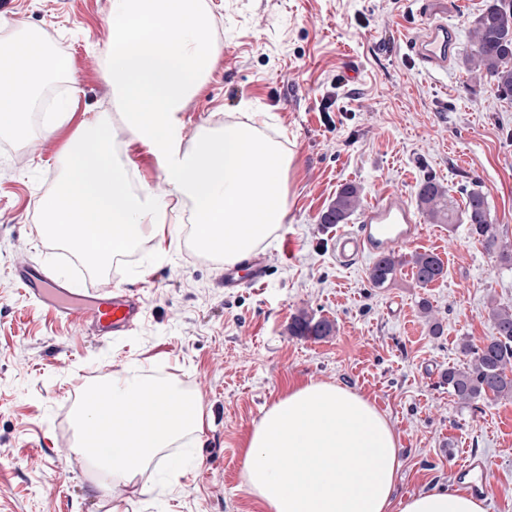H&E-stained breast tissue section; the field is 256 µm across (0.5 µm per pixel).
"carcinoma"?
<instances>
[{"mask_svg": "<svg viewBox=\"0 0 512 512\" xmlns=\"http://www.w3.org/2000/svg\"><path fill=\"white\" fill-rule=\"evenodd\" d=\"M470 44L465 59L469 72L490 80L502 94H512V0H489L475 20ZM416 202L434 223L467 225L470 236L485 241L498 251L501 261L512 265V242L498 238L491 224L488 198L482 190L467 191L464 209L458 213L449 187L427 178L417 187ZM361 205L362 188L353 182L345 183L321 214L320 223L345 224ZM406 262L421 288L444 277L439 256L424 251L414 252L407 259L388 255L375 260L368 270L369 283L374 288L386 287ZM489 321L491 335L479 344L464 342L460 347L463 362L444 373L448 390L464 403L512 396V306L492 307ZM289 331L294 336L318 338L330 335L332 326L327 320H317L302 311L294 316Z\"/></svg>", "mask_w": 512, "mask_h": 512, "instance_id": "cac0c4a2", "label": "carcinoma"}]
</instances>
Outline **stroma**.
Instances as JSON below:
<instances>
[{"mask_svg": "<svg viewBox=\"0 0 512 512\" xmlns=\"http://www.w3.org/2000/svg\"><path fill=\"white\" fill-rule=\"evenodd\" d=\"M216 54L178 118L184 144L203 127L262 115L265 135L294 156L285 224L262 245L264 285L224 291V262L187 238L167 255L146 242L89 268L99 284L143 299L128 337L96 335L90 323L42 307L13 274L39 267L81 287L37 236L39 200L64 176L65 148L85 120L104 115L131 184L165 196L156 158L126 132L102 77L112 0H0V49L17 27L35 33L63 63L43 94L75 79L72 112L52 134L34 110L25 137L0 133V512H261L244 480L242 448L266 407L291 383L349 388L388 419L401 448L397 495L452 490L465 459L482 460L487 512H512V397L458 401L443 379L459 346L491 332L490 303L512 306V267L496 250L420 217V235L400 255L431 251L446 270L417 287L402 265L385 288L367 280L369 259L344 267L337 228L320 216L348 182L364 203L394 192L414 202L433 177L459 196L482 187L500 238L512 241V97L464 65L469 31L486 0H431L456 30L447 69H423L406 43L421 30L424 0H202ZM441 326L432 334L421 305ZM328 320L330 335H291L299 311ZM126 367L160 375L200 398L201 443L168 486L145 468L129 485L91 472L73 412L83 373L108 381Z\"/></svg>", "mask_w": 512, "mask_h": 512, "instance_id": "1", "label": "stroma"}]
</instances>
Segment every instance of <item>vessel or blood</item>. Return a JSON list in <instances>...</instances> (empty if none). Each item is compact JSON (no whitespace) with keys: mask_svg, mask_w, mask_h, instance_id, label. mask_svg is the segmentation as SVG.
<instances>
[{"mask_svg":"<svg viewBox=\"0 0 512 512\" xmlns=\"http://www.w3.org/2000/svg\"><path fill=\"white\" fill-rule=\"evenodd\" d=\"M454 44L452 28L431 16L420 34L410 40L408 48L423 68L444 70ZM359 222L358 230H342L336 235L334 251L341 262L351 263L366 254L379 258L416 239L417 217L405 198L398 194L388 192L376 198L361 213ZM17 275L59 315L73 319L80 312H90L102 335L123 336L140 324L143 306L138 297L125 290L92 285L77 294L67 286L48 281L35 269L22 268Z\"/></svg>","mask_w":512,"mask_h":512,"instance_id":"vessel-or-blood-1","label":"vessel or blood"}]
</instances>
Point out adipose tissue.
Masks as SVG:
<instances>
[{
	"mask_svg": "<svg viewBox=\"0 0 512 512\" xmlns=\"http://www.w3.org/2000/svg\"><path fill=\"white\" fill-rule=\"evenodd\" d=\"M56 65L32 33L0 51V131L25 135ZM65 158V176L39 207L74 252L99 264L176 234L151 187L131 189L103 118L83 123ZM244 456L246 484L265 512H486L465 488L395 500L401 461L393 428L364 396L331 383L288 387L265 409Z\"/></svg>",
	"mask_w": 512,
	"mask_h": 512,
	"instance_id": "1",
	"label": "adipose tissue"
}]
</instances>
